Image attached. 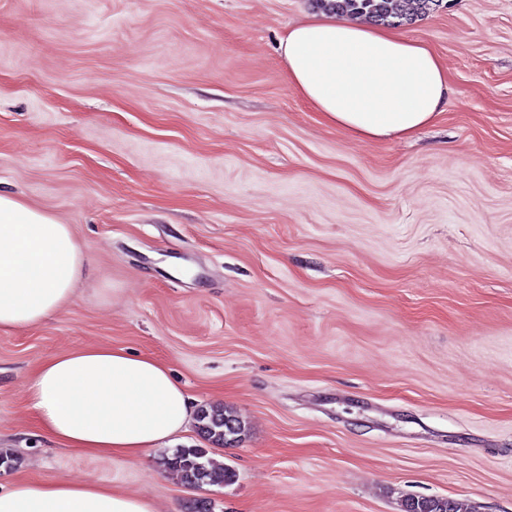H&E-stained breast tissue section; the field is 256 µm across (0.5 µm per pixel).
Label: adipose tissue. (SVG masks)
Segmentation results:
<instances>
[{
    "mask_svg": "<svg viewBox=\"0 0 512 512\" xmlns=\"http://www.w3.org/2000/svg\"><path fill=\"white\" fill-rule=\"evenodd\" d=\"M290 87L327 123L364 140L407 137L448 101V72L423 42L387 27L315 13L279 43ZM88 260L70 225L0 191V331L37 325L74 296ZM27 408L55 445L133 462L193 414L170 369L147 355L88 345L41 363ZM0 512H156L98 482L16 481Z\"/></svg>",
    "mask_w": 512,
    "mask_h": 512,
    "instance_id": "adipose-tissue-1",
    "label": "adipose tissue"
}]
</instances>
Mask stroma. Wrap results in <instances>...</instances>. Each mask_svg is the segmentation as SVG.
Returning <instances> with one entry per match:
<instances>
[{
	"label": "stroma",
	"mask_w": 512,
	"mask_h": 512,
	"mask_svg": "<svg viewBox=\"0 0 512 512\" xmlns=\"http://www.w3.org/2000/svg\"><path fill=\"white\" fill-rule=\"evenodd\" d=\"M313 0H0V190L70 225L72 302L0 332V489L102 482L157 512H512V0H430L392 26L448 103L361 142L289 86L279 42ZM86 345L163 360L196 426L123 462L60 448L35 368ZM204 448L232 482L165 473ZM196 420L205 439L218 447H224L244 432V425L239 417L225 407L202 408ZM228 424H232L233 428L230 429ZM443 504V508L438 507ZM400 512H471L468 505L448 498H424L414 496L402 500Z\"/></svg>",
	"instance_id": "stroma-1"
}]
</instances>
